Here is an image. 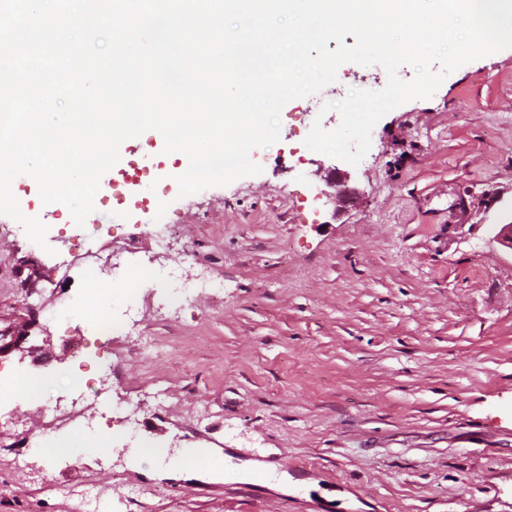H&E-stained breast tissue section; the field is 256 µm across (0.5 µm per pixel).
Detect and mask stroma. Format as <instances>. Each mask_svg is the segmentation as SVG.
Masks as SVG:
<instances>
[{
    "mask_svg": "<svg viewBox=\"0 0 512 512\" xmlns=\"http://www.w3.org/2000/svg\"><path fill=\"white\" fill-rule=\"evenodd\" d=\"M387 81L382 66L341 65L334 83L282 108L262 173L185 197L182 162L153 132L124 141L118 197L95 199L79 239L68 207H46L18 178L49 248L0 215V328L24 327L29 307L59 308L112 251L153 272L191 250L224 286L188 301L160 281L116 294L101 336L77 313L41 318L31 342H50L43 375L61 386L112 351V407H135V421L112 418L109 452L49 458L31 445L44 426L35 392L0 399L19 421L0 437V512H73L88 488L106 512H512V48L387 113L359 164L305 146L314 121L341 122L324 103ZM147 155L151 196L132 208L125 175ZM155 220L178 228L162 254L136 232ZM28 255L46 275L29 296ZM129 306L145 309L156 347L127 336ZM156 443L258 454L294 484L249 492L168 477L145 453Z\"/></svg>",
    "mask_w": 512,
    "mask_h": 512,
    "instance_id": "obj_1",
    "label": "stroma"
}]
</instances>
